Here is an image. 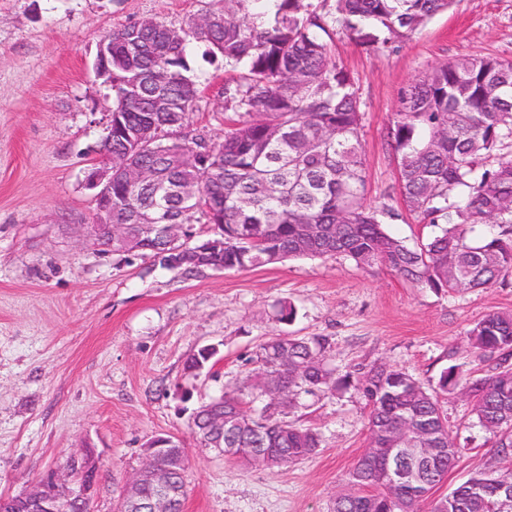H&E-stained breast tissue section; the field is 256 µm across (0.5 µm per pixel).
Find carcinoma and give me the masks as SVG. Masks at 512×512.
<instances>
[{
	"label": "carcinoma",
	"instance_id": "obj_1",
	"mask_svg": "<svg viewBox=\"0 0 512 512\" xmlns=\"http://www.w3.org/2000/svg\"><path fill=\"white\" fill-rule=\"evenodd\" d=\"M219 7L175 27L154 18L103 35L112 41V142L101 150L157 174L133 182L112 172V223L124 236L97 244L112 255L149 256L194 276L290 259L342 255L362 269L384 265L403 280L437 292L486 288L512 274V61L463 57L437 66L399 98L388 131L396 153L405 208L435 228L410 246L388 233V209L366 204V164L359 140L364 112L354 77L332 52L336 29L380 51L450 7L452 0H216ZM205 45L204 59L224 62V139L209 156L207 141L185 132L201 98L188 55ZM493 220L498 235L469 237ZM211 226L192 241L206 260L177 261L168 225ZM471 349L494 362L492 374L472 379L451 364L429 389L405 371L379 364L335 376L324 361L326 336H276L260 345L253 381L269 397L260 412L239 393L214 400L224 428L204 402L193 413V435L224 459L264 468L293 464L317 451L320 434L279 419L301 395L321 398L354 386L368 409V443L336 494L331 512H421L427 492L443 482L460 448L448 430L438 393H466L479 425L503 434L497 457L432 505L430 512H512V313L491 312L468 331ZM204 347L188 357L196 372L215 356ZM399 440L433 448L408 457L406 481L388 482L374 454ZM167 448L173 496L183 512L186 455L182 441L159 436Z\"/></svg>",
	"mask_w": 512,
	"mask_h": 512
}]
</instances>
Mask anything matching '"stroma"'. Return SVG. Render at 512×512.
Listing matches in <instances>:
<instances>
[{"instance_id":"obj_1","label":"stroma","mask_w":512,"mask_h":512,"mask_svg":"<svg viewBox=\"0 0 512 512\" xmlns=\"http://www.w3.org/2000/svg\"><path fill=\"white\" fill-rule=\"evenodd\" d=\"M211 0H0V494L18 495L92 447L91 512H115L148 443L179 438L187 454L184 512H330L367 445V410L355 389L302 397L285 421L316 429L318 451L282 469L238 465L201 447L189 424L203 401L249 387L259 346L278 334L329 337L337 373L387 363L427 385L457 363L484 375L467 331L512 311V276L488 288L436 292L384 266L342 257L292 259L186 278L148 257L118 261L92 237L94 193L84 172L98 158L107 90L94 80L95 46L142 18L180 27ZM336 60L354 76L364 119L367 202L392 212L388 231L416 244L429 227L404 207L387 133L404 88L464 56L512 60V0H453L448 11L392 47L372 52L345 33ZM202 45L189 61L206 84L191 133L224 137V65ZM288 300L297 317L279 323ZM217 353L199 374L184 361ZM462 448L433 491L448 494L496 456L466 397L444 396Z\"/></svg>"}]
</instances>
